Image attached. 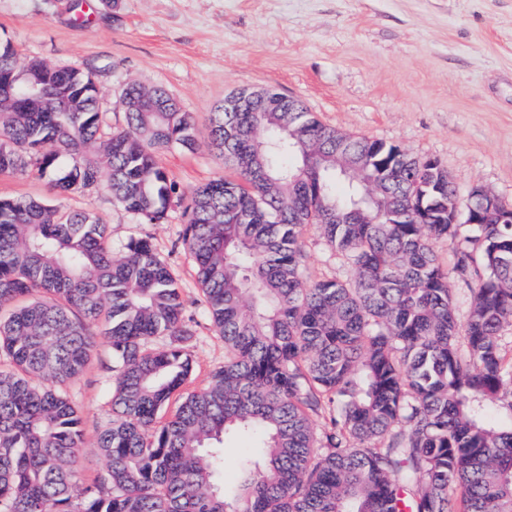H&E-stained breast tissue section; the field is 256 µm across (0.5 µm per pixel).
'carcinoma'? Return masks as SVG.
I'll list each match as a JSON object with an SVG mask.
<instances>
[{"label":"carcinoma","mask_w":512,"mask_h":512,"mask_svg":"<svg viewBox=\"0 0 512 512\" xmlns=\"http://www.w3.org/2000/svg\"><path fill=\"white\" fill-rule=\"evenodd\" d=\"M69 92L68 112L17 93ZM244 102L209 117L211 150L236 170L192 192L182 242L224 367L161 408L193 364L169 265L147 238L112 255L103 224L39 199H0V512H512V223L471 201L438 161L323 125L304 103ZM102 139L93 72L20 63L0 46V172L34 167L60 194L107 180L147 224L183 195L156 160L197 147L196 120L163 88L121 94ZM308 226L354 270L308 281ZM453 252L445 269L433 242ZM470 311L458 323L454 297ZM112 351L106 471L82 483L84 426L66 387L97 329ZM155 336L169 337L163 347ZM255 442L224 472L225 440Z\"/></svg>","instance_id":"cac0c4a2"}]
</instances>
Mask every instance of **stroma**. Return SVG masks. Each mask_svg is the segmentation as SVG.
<instances>
[{"mask_svg":"<svg viewBox=\"0 0 512 512\" xmlns=\"http://www.w3.org/2000/svg\"><path fill=\"white\" fill-rule=\"evenodd\" d=\"M88 24L67 0H0V40L21 60L92 70L107 130L122 128L121 92L164 87L196 117L198 146L164 150L160 164L184 195L231 170L208 145L209 112L242 87L300 99L324 125L437 159L460 196L479 184L512 202V0H85ZM0 198H40L107 224L114 254L148 238L174 273L192 334L184 387H207L224 365L195 263L183 247L185 204L143 223L106 185L56 196L48 176L0 173ZM305 276L349 281L353 271L314 228L303 237ZM112 358L98 341L68 394L84 421L73 463L83 482L103 474L96 437L112 420Z\"/></svg>","mask_w":512,"mask_h":512,"instance_id":"35a3bbf8","label":"stroma"}]
</instances>
